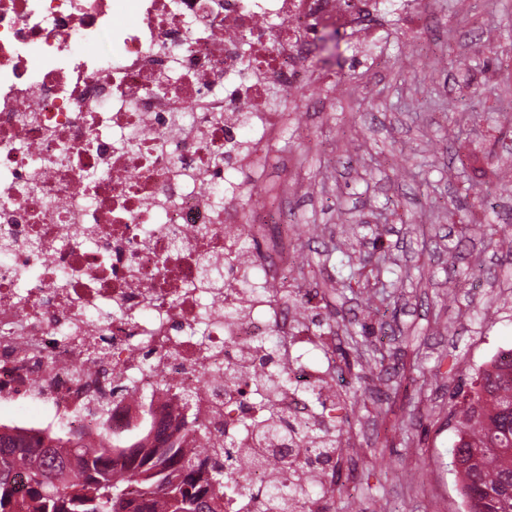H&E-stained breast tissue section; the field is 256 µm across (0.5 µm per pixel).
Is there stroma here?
Listing matches in <instances>:
<instances>
[{
  "label": "stroma",
  "mask_w": 512,
  "mask_h": 512,
  "mask_svg": "<svg viewBox=\"0 0 512 512\" xmlns=\"http://www.w3.org/2000/svg\"><path fill=\"white\" fill-rule=\"evenodd\" d=\"M370 20L369 48L314 41L308 65L336 94L296 116L259 173V200L295 222L305 289L322 302L328 349L314 368L350 363L332 512H429L460 495L455 414L487 347H512V0H417ZM492 112L496 124L471 116ZM479 192L495 204H475ZM362 268L350 287L336 264ZM404 280L385 288L391 274Z\"/></svg>",
  "instance_id": "obj_1"
}]
</instances>
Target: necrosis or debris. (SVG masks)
Here are the masks:
<instances>
[{
  "instance_id": "4bbe7bcc",
  "label": "necrosis or debris",
  "mask_w": 512,
  "mask_h": 512,
  "mask_svg": "<svg viewBox=\"0 0 512 512\" xmlns=\"http://www.w3.org/2000/svg\"><path fill=\"white\" fill-rule=\"evenodd\" d=\"M128 2L0 0V404L32 435L34 405L90 440L146 412L195 422L187 447L236 450L224 512H266L262 489L305 452L275 439L257 458L254 420L332 430L342 405L296 353L327 338L281 301L299 285L288 231L243 218L242 174L288 128L269 85L327 88L314 27L369 41L381 0H136L125 25ZM271 335L291 381L257 387Z\"/></svg>"
}]
</instances>
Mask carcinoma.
Listing matches in <instances>:
<instances>
[{
	"instance_id": "obj_1",
	"label": "carcinoma",
	"mask_w": 512,
	"mask_h": 512,
	"mask_svg": "<svg viewBox=\"0 0 512 512\" xmlns=\"http://www.w3.org/2000/svg\"><path fill=\"white\" fill-rule=\"evenodd\" d=\"M512 358L477 378L456 416L453 454L482 452L459 475L470 512H512ZM299 438L324 464L338 451L330 435L310 426ZM106 433L95 443L73 435L32 439L0 429V512H224V465L199 458L164 437Z\"/></svg>"
}]
</instances>
